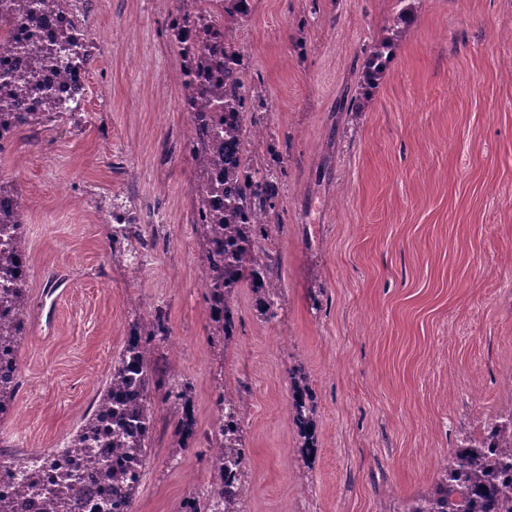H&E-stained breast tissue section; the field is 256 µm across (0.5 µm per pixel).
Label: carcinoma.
Wrapping results in <instances>:
<instances>
[{
    "mask_svg": "<svg viewBox=\"0 0 512 512\" xmlns=\"http://www.w3.org/2000/svg\"><path fill=\"white\" fill-rule=\"evenodd\" d=\"M36 0H0V53L17 52L26 61L25 70L0 80V156L9 149V137L19 131L32 133L50 118H61L77 107L57 99L42 77L50 70L86 71L92 59L82 24L61 30L49 42L15 39L13 30L34 12ZM169 20V35L181 51V98L192 124L186 151L203 180L193 188V223L206 239V264L202 286L210 318L213 344L225 346L236 335L235 310L231 298L235 288L247 282L255 296L258 315L270 322L278 316L280 255L269 246L270 230L276 223L284 176L283 156L271 143L260 161L245 142L263 137L256 108L263 99L247 82L243 55L237 47L234 26L250 15L251 0H175ZM413 16L399 11L387 27V36L367 54L362 93L352 111L362 112L371 100V90L393 59L396 46L405 39ZM40 102L26 109L28 100ZM112 242L126 235L135 223L129 211H115ZM25 206L12 190L0 186V353L17 359L19 345L30 323L29 292L26 288ZM169 336L163 312L132 325L121 352L112 363L106 387L92 411L65 439L71 471L56 475L50 486L40 473L26 474L17 495L45 499V512H61L79 486L78 460L93 448H110L119 465L97 473L112 484L125 512H133L140 486L138 476L127 472L144 466L154 429L151 390L161 391L164 402L181 410L177 432L194 433L195 421L187 403V388L153 378L150 354ZM19 386V374L0 376V414L6 415ZM214 406L228 410L222 437L202 453L214 478L203 495L201 512H246L244 476L248 459L242 444L243 395L217 389ZM288 415L304 439L307 451L314 449L316 407L307 379L298 370L291 373ZM403 512H512V410L485 424L479 435L448 453L441 464L434 491L410 499Z\"/></svg>",
    "mask_w": 512,
    "mask_h": 512,
    "instance_id": "obj_1",
    "label": "carcinoma"
}]
</instances>
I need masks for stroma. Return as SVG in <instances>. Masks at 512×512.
Listing matches in <instances>:
<instances>
[{"mask_svg": "<svg viewBox=\"0 0 512 512\" xmlns=\"http://www.w3.org/2000/svg\"><path fill=\"white\" fill-rule=\"evenodd\" d=\"M414 22L362 112L366 53L398 0H253L236 29L287 177L271 245L282 307L249 286L237 334L210 344L200 173L181 145L174 0H93L81 112L13 136L0 185L25 205L31 323L0 444L24 456L73 432L138 319L162 308L199 428L217 385L242 389L248 512H400L442 459L512 408V0H412ZM148 242L139 267L110 236L113 204ZM317 404L302 460L289 372ZM135 512H178L211 474L160 392Z\"/></svg>", "mask_w": 512, "mask_h": 512, "instance_id": "35a3bbf8", "label": "stroma"}]
</instances>
